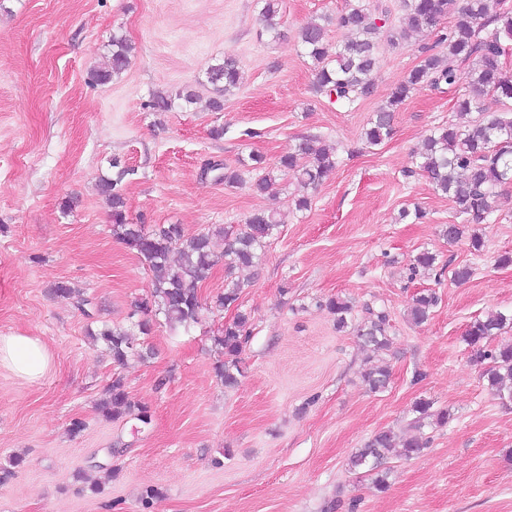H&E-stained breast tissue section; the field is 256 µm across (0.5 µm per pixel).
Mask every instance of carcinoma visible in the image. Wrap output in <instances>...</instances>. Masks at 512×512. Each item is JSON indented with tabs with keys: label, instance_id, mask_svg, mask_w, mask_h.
<instances>
[{
	"label": "carcinoma",
	"instance_id": "obj_1",
	"mask_svg": "<svg viewBox=\"0 0 512 512\" xmlns=\"http://www.w3.org/2000/svg\"><path fill=\"white\" fill-rule=\"evenodd\" d=\"M278 0H263L260 11L266 31L278 33ZM400 25L390 39L409 40L415 35L429 32L445 15L453 16L452 24L436 35L433 43L420 45L421 60L409 74L389 93L385 103L374 112L363 132L369 146H377L393 134V112L410 97L419 86L442 91L459 84L461 68L469 66L466 86L456 95L454 109L461 116L480 111L479 102L487 95L512 102V70L505 58L506 48L512 42V4L509 0H401ZM331 18L323 16L301 27L299 43L314 65V91L334 97L336 106L349 109L371 93L377 69L378 40L382 26L367 5L359 3L336 16V25L348 29L352 37L340 46H332L327 38ZM132 46L119 36L112 37L109 68L97 74L106 82L121 75L130 64ZM206 82L213 87L216 97L210 107L222 110L224 95L239 85L240 71L236 58L225 54L205 69ZM187 103L194 94L186 91L174 96L158 93L152 96L149 107L155 112H168L174 99ZM248 167L262 171L250 181L249 189L256 195L273 190L278 176L291 175L304 190H314L336 169L334 148L316 147L313 140L305 139L291 151L282 155L274 166L266 164L260 154L249 155ZM115 176L100 179L99 194L105 198L112 212V235L135 251L151 274L148 291L132 303L130 317L142 319L135 323L141 334L150 332V318L162 317L171 330H189L198 323L204 309L200 288L210 277L219 260H224L227 276L237 270L255 267L262 250L275 235L280 219L272 211H257L233 231L219 229L224 238V251L217 253L213 234L184 235L178 224H162L152 231L128 221L119 184L134 174V169L112 160ZM215 179L228 186L245 182L241 171L223 165H214ZM420 174L434 189L451 200L457 210L471 217L476 224L488 220L496 211L499 189L512 183V108L497 116L481 117L466 125L449 123L436 127L426 138L418 154L416 168L406 176ZM179 249L178 261L171 258ZM242 283L230 281L224 292L216 297L215 306L229 308L237 304ZM54 292L76 299L78 308L85 309L90 299L67 282H59ZM438 303L434 292H423L415 297L408 310L412 324L427 322ZM325 306L336 315V326L347 324L352 305L340 297H330ZM512 325V315L491 312L475 319L465 332L464 340L470 348L471 358L479 364H488L485 370L491 390L499 398L512 400V343L488 348V341ZM389 315L385 308H366V315L358 326V336L376 350L389 346ZM134 332L120 325H105L96 333L112 354L113 362L121 365L131 355L143 357L150 349L141 350L131 341ZM250 337V316L239 310L232 321L224 324L221 333L213 337L215 347L224 354V361L215 366L216 377L226 387L239 383L242 373L240 355ZM364 382L373 392L384 389L389 382V371L371 369L364 374ZM432 404L421 400L415 404L419 414L412 428L417 434L396 443L390 429L376 432L350 458L351 467L365 469L374 475L373 484L382 491L387 488L386 475L379 470L388 453L395 447L399 455L411 459L421 455L427 445L419 430L422 421L433 417L441 426L448 423L446 410L431 411ZM98 411L107 419L132 417L144 425L151 423L148 406L131 399L124 379L112 376L105 397L97 404Z\"/></svg>",
	"mask_w": 512,
	"mask_h": 512
}]
</instances>
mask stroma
<instances>
[{"mask_svg": "<svg viewBox=\"0 0 512 512\" xmlns=\"http://www.w3.org/2000/svg\"><path fill=\"white\" fill-rule=\"evenodd\" d=\"M352 2L279 0L276 37L259 20L260 0H0V334L40 338L53 354L35 382L0 369V512H512V401L488 388L463 340L476 318L512 311V265L499 263L512 254V184L494 222L477 225L426 178L407 177L434 127L457 122L451 89L416 88L391 139L365 145L369 117L418 64L417 43L381 37L373 90L353 110L315 93L297 33ZM116 34L132 44L131 62L96 82ZM227 52L240 85L215 111L203 73ZM182 90L194 104L149 109L155 92ZM312 137L336 146L338 164L306 210L295 208L290 176L266 196L201 176L253 152L275 164ZM116 159L135 170L121 185L132 223L193 236L259 210L278 214L238 301L251 317L238 386L213 370L211 338L238 310L213 306L227 282L220 264L189 332L157 322L137 335L151 356L119 365L92 338L101 324L130 325L131 302L149 285L97 193ZM415 208L421 220L400 219ZM450 224L479 232L482 251L467 235L448 241ZM423 251L436 254L435 268L412 275ZM465 263L472 278L454 284L452 269ZM59 281L91 300L90 315L54 293ZM425 289L439 302L416 326L407 310ZM336 296L354 305L342 329L325 306ZM368 304L389 314L380 354L355 332ZM372 366L390 372L377 393L363 381ZM116 374L150 408V424L98 412ZM422 399L452 418L425 420L428 447L389 456L378 491L350 458L380 430L405 433ZM76 419L85 427L74 436ZM107 461L116 473L91 493ZM150 489L159 496L147 508Z\"/></svg>", "mask_w": 512, "mask_h": 512, "instance_id": "stroma-1", "label": "stroma"}]
</instances>
